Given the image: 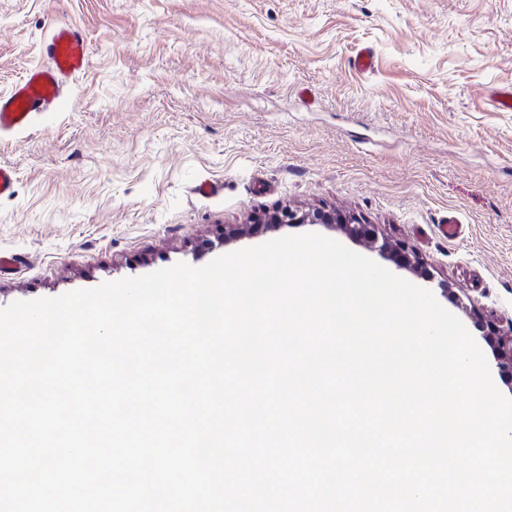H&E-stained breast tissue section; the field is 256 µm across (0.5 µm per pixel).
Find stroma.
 Instances as JSON below:
<instances>
[{"mask_svg":"<svg viewBox=\"0 0 512 512\" xmlns=\"http://www.w3.org/2000/svg\"><path fill=\"white\" fill-rule=\"evenodd\" d=\"M85 30L56 112L0 141V308L227 254L224 227L281 206L372 224L424 264L408 281L465 325L512 398V0H0V93ZM374 53L370 71L353 60ZM203 179L221 187L194 194ZM456 217L459 238L443 237ZM318 233L381 266L365 241Z\"/></svg>","mask_w":512,"mask_h":512,"instance_id":"obj_1","label":"stroma"}]
</instances>
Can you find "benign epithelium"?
Returning <instances> with one entry per match:
<instances>
[{"mask_svg": "<svg viewBox=\"0 0 512 512\" xmlns=\"http://www.w3.org/2000/svg\"><path fill=\"white\" fill-rule=\"evenodd\" d=\"M265 224L270 228L281 227L286 224H327L331 227H340L343 232L355 239H368L375 244L378 238L360 218L354 215H345L324 207L310 208L308 210L294 209L289 206L280 207L273 212L265 211L254 215L249 224L224 225V244L249 240L255 234L258 225ZM380 251L387 254L395 267L399 270L414 271L422 265L419 257H411L406 252L396 249V245L385 241ZM489 334L504 336L512 343V319L497 322H486Z\"/></svg>", "mask_w": 512, "mask_h": 512, "instance_id": "benign-epithelium-1", "label": "benign epithelium"}]
</instances>
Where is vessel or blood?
Listing matches in <instances>:
<instances>
[{
    "mask_svg": "<svg viewBox=\"0 0 512 512\" xmlns=\"http://www.w3.org/2000/svg\"><path fill=\"white\" fill-rule=\"evenodd\" d=\"M44 42L48 65L29 69L8 93L0 94V139L28 128L40 114L56 111L72 79L89 65L90 42L80 27L53 26Z\"/></svg>",
    "mask_w": 512,
    "mask_h": 512,
    "instance_id": "b4317fda",
    "label": "vessel or blood"
}]
</instances>
